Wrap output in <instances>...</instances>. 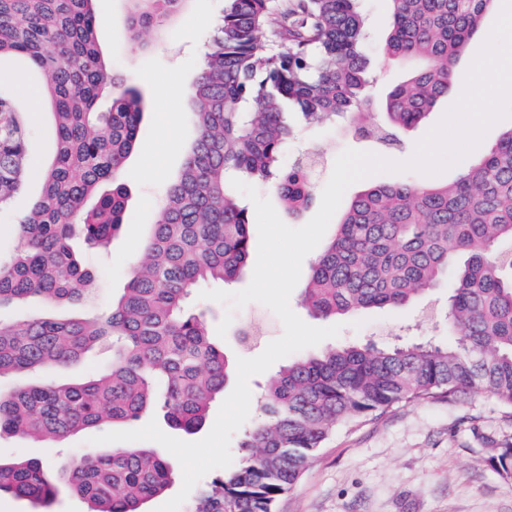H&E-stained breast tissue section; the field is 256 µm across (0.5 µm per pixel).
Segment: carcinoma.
Masks as SVG:
<instances>
[{"instance_id": "obj_1", "label": "carcinoma", "mask_w": 512, "mask_h": 512, "mask_svg": "<svg viewBox=\"0 0 512 512\" xmlns=\"http://www.w3.org/2000/svg\"><path fill=\"white\" fill-rule=\"evenodd\" d=\"M96 0H0V60L26 59L53 108L56 155L34 168L29 114L3 90L0 72V210L37 175L43 192L0 253V309L94 299L95 278L74 251L106 246L125 224L127 160L139 147L146 101L105 61ZM130 39L161 29L186 0H128ZM188 103L197 137L161 201L123 294L98 317L50 312L0 318V379L78 360L101 344L112 366L75 382L0 387V432L50 443L83 429L133 425L156 413L188 433L207 420L233 364L189 306L203 283L234 282L252 249L250 213L232 180L270 185L285 208L315 199L311 158L291 167L288 108L306 125L338 118L385 148L423 123L456 87L455 65L495 0H387L386 55L415 60L383 102L362 109L369 83L362 0H225ZM450 281L451 344L338 346L301 356L267 385L264 421L245 430L238 462L214 478L190 512H275L333 428L397 404L488 392L512 405V129L453 181L370 184L351 201L310 268L304 307L322 319L397 310ZM489 464L512 483V444ZM150 448L75 452L58 467L31 457L0 460V494L47 507L63 486L90 512H139L172 482Z\"/></svg>"}]
</instances>
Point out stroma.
Here are the masks:
<instances>
[{
  "label": "stroma",
  "mask_w": 512,
  "mask_h": 512,
  "mask_svg": "<svg viewBox=\"0 0 512 512\" xmlns=\"http://www.w3.org/2000/svg\"><path fill=\"white\" fill-rule=\"evenodd\" d=\"M222 8V0H185L162 30L146 31L134 42L126 30L127 0L97 4L102 20L100 48L144 92L148 111L139 148L122 175L129 191L128 224L105 247L77 245L95 276L96 313L107 311L113 298L122 294L127 260L143 259V243L159 202L196 137L195 118L180 89L195 80L200 50L213 35ZM363 10L371 30L366 44L372 79L367 109L376 112L387 91L407 78L409 67L387 62L382 55L381 35L388 26L385 0H363ZM456 99V94H449L423 124L405 131L397 150H384L355 137L340 120L321 126L295 124L285 161L290 164L319 154L316 187L320 190L344 150L406 161ZM447 295L448 286L443 283L398 311L336 317L339 336L322 341L321 346L391 347L447 341L440 316ZM231 314L223 343L233 357H256L283 333L281 320L261 303H248ZM93 436V431L83 430L45 447L4 432L0 458L38 456L56 466L70 449L96 451ZM506 442L512 443V406L487 393L397 406L355 425L337 427L298 484L279 501L277 512H512V483H505L488 463Z\"/></svg>",
  "instance_id": "obj_1"
}]
</instances>
